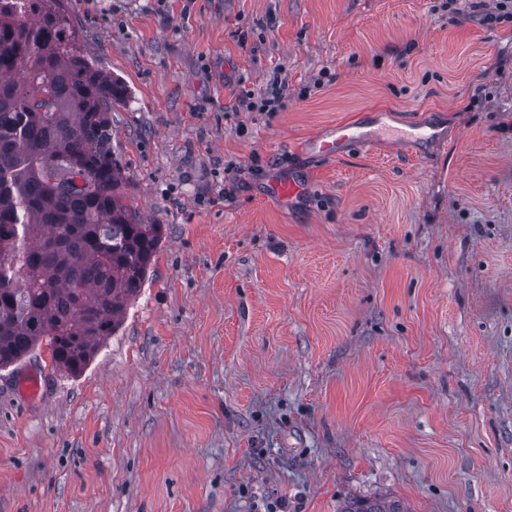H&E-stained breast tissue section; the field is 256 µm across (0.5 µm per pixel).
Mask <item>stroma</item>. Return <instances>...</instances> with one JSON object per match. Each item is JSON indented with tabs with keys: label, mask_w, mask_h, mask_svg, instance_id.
I'll list each match as a JSON object with an SVG mask.
<instances>
[{
	"label": "stroma",
	"mask_w": 512,
	"mask_h": 512,
	"mask_svg": "<svg viewBox=\"0 0 512 512\" xmlns=\"http://www.w3.org/2000/svg\"><path fill=\"white\" fill-rule=\"evenodd\" d=\"M69 7L128 89L125 201L163 237L81 375L43 342L0 368V512H512V22L471 0ZM276 77L283 111L239 107ZM380 110L362 149L308 150ZM271 194L282 204H287L301 191L299 182L291 175H277L272 178L270 184ZM339 512H408L396 500L352 497L344 503Z\"/></svg>",
	"instance_id": "stroma-1"
}]
</instances>
